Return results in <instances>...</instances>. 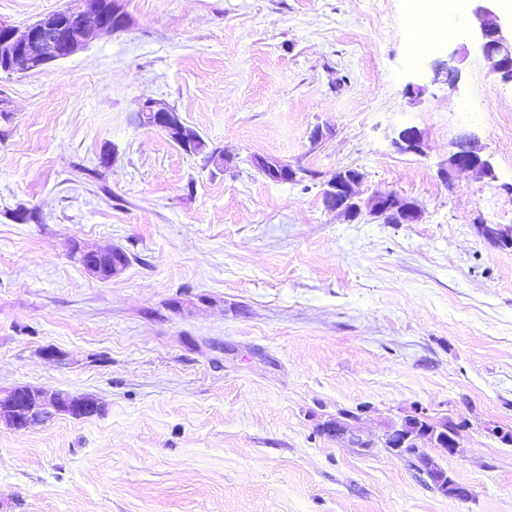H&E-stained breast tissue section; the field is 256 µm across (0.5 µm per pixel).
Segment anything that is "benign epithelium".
Returning a JSON list of instances; mask_svg holds the SVG:
<instances>
[{"instance_id":"1","label":"benign epithelium","mask_w":512,"mask_h":512,"mask_svg":"<svg viewBox=\"0 0 512 512\" xmlns=\"http://www.w3.org/2000/svg\"><path fill=\"white\" fill-rule=\"evenodd\" d=\"M473 17L471 35L491 71L504 83H512V22H505L498 11V0H471ZM125 26V14L119 0H72L62 16L47 14L19 27L0 19V71L25 74L45 65L67 59L83 50L100 32L117 31ZM444 80L448 88H457L460 74L450 66L434 68L433 80ZM140 120L151 127L162 129L174 136L184 149L196 138V131L184 125L167 105L147 98L139 111ZM392 145L401 153H423V136L415 127L398 130ZM263 168H272L288 177H297L298 171L288 163L273 157L258 159ZM458 173H468L479 179L495 178L494 166L484 155L478 135L460 136L448 153L441 177L449 182ZM362 175L353 179L331 178L325 193L334 202L333 210L352 218L366 211L386 224H404L416 221L422 209L414 201L396 193H379L366 200L359 198L357 187ZM481 236L487 241L507 247L512 246V226L482 224ZM111 248L77 249L75 256L81 266L92 276L110 279L123 271L119 261L110 260ZM101 412L99 402L87 395H58L47 398L45 393L32 386H17L0 398V421L15 431H29L44 425L56 415L74 419L94 416ZM358 416L345 411L335 419L321 424V432L338 443L351 442L365 454L380 446L391 454L407 459L413 469L425 476L428 485L438 494L466 501L469 489L456 482L441 470L438 450L448 457L463 453L462 426L448 416L435 419L422 407L403 412L396 421L388 423L377 438L360 434L353 426ZM488 435L507 445H512V427L490 424Z\"/></svg>"}]
</instances>
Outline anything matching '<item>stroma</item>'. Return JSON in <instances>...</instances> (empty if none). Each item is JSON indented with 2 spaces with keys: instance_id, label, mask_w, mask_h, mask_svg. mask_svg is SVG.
<instances>
[{
  "instance_id": "obj_1",
  "label": "stroma",
  "mask_w": 512,
  "mask_h": 512,
  "mask_svg": "<svg viewBox=\"0 0 512 512\" xmlns=\"http://www.w3.org/2000/svg\"><path fill=\"white\" fill-rule=\"evenodd\" d=\"M408 6L123 0L121 31L0 74V390L103 407L0 425V512H512V445L485 431L512 426V248L477 230L512 225V84L462 37L413 63ZM446 60L453 91L432 79ZM148 97L227 166L141 125ZM402 126L423 154L393 147ZM467 132L495 177L444 182ZM255 156L307 175L271 181ZM347 168L421 219L329 211L322 184ZM77 244L129 263L93 278ZM414 406L465 421L442 464L468 501L319 431L356 409L378 435Z\"/></svg>"
}]
</instances>
